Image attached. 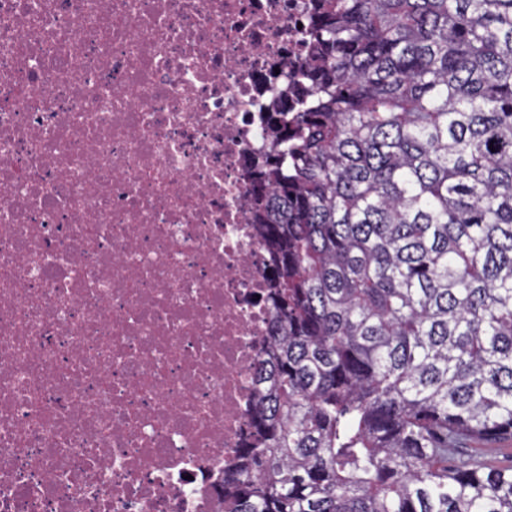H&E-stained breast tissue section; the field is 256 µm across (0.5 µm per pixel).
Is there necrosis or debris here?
<instances>
[{
	"instance_id": "1",
	"label": "necrosis or debris",
	"mask_w": 512,
	"mask_h": 512,
	"mask_svg": "<svg viewBox=\"0 0 512 512\" xmlns=\"http://www.w3.org/2000/svg\"><path fill=\"white\" fill-rule=\"evenodd\" d=\"M313 7L0 0V512H223Z\"/></svg>"
}]
</instances>
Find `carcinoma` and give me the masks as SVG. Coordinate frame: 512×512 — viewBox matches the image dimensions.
<instances>
[{"mask_svg": "<svg viewBox=\"0 0 512 512\" xmlns=\"http://www.w3.org/2000/svg\"><path fill=\"white\" fill-rule=\"evenodd\" d=\"M317 2L224 512H512V0Z\"/></svg>", "mask_w": 512, "mask_h": 512, "instance_id": "cac0c4a2", "label": "carcinoma"}]
</instances>
